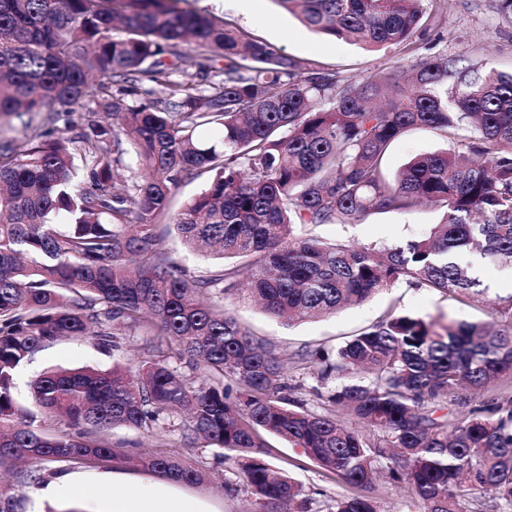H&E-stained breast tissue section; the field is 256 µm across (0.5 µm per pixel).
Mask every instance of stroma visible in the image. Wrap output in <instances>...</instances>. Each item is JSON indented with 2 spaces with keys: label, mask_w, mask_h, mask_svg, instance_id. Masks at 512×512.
I'll list each match as a JSON object with an SVG mask.
<instances>
[{
  "label": "stroma",
  "mask_w": 512,
  "mask_h": 512,
  "mask_svg": "<svg viewBox=\"0 0 512 512\" xmlns=\"http://www.w3.org/2000/svg\"><path fill=\"white\" fill-rule=\"evenodd\" d=\"M189 4L223 17L252 38L285 55L335 69L343 77L360 79L376 67L406 64L411 59L409 51L400 45L368 51L315 33L279 7L275 0H260L258 9L250 14L236 11L228 0H189ZM443 8L445 20L442 28L420 29L414 35L422 53L449 55L466 48L473 58L488 62L490 67L503 72L512 71V20L499 13L498 0H445ZM453 144V139L442 137L436 130H411L392 145L385 158V167L389 174H396L412 156ZM441 215L440 209L427 205L410 213H374L354 224L308 225L303 232L308 236L355 246L402 245L418 236L428 225L437 223ZM480 269L479 278L485 292L479 301L468 305L461 304L452 294L416 288L399 281L363 304L290 327L242 301L226 300L224 308L257 336L273 340L285 354L306 350L331 353L354 334L376 324L392 309L428 320L499 319L500 299L512 295V266L484 263ZM141 345V337L127 334L121 337L119 349L106 355L87 337L60 340L18 370L15 375L16 397L22 405H30L33 381L50 368L93 366L108 369L116 361L135 366ZM265 441L266 457L270 463L290 474L305 491H320L328 497L346 494V486L336 476L325 474L303 455L301 449L271 435L266 436ZM165 444L168 451L201 457L208 469L206 483L177 486V493L202 501L206 512H248L251 498L246 491L229 495L223 490L224 480L230 477L233 464L220 462L218 449L183 448L181 438L175 432L168 433ZM78 472L88 482L84 494L73 500L82 512H102L103 500L111 499V488L99 487V480H108L117 474L128 487L153 478L152 473L109 462L82 466ZM35 487V482L24 478L9 475L0 478V494L10 498L12 512H61L62 502L35 498Z\"/></svg>",
  "instance_id": "obj_1"
}]
</instances>
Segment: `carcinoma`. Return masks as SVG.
<instances>
[{
  "label": "carcinoma",
  "mask_w": 512,
  "mask_h": 512,
  "mask_svg": "<svg viewBox=\"0 0 512 512\" xmlns=\"http://www.w3.org/2000/svg\"><path fill=\"white\" fill-rule=\"evenodd\" d=\"M181 2L0 0V119L33 130L22 146L0 138V470L26 461L32 478L46 463L108 460L202 484L197 462L133 457L112 440L122 428L177 431L185 448L225 450L236 479L224 491L248 489L255 512H313L317 500L272 469L262 429L352 488L319 512H378L379 474L419 512H466L468 498L477 512H512V406L448 409L460 388L512 378V321L391 312L334 354L292 362L226 314L238 270L195 275L160 247L173 229L189 248L248 259L251 296L288 324L402 280L473 302L484 290L462 257L512 264V73L418 53L417 29L443 24L436 0H275L320 34L416 54L360 80ZM189 40L201 52L180 79ZM417 127L463 149L388 177L385 153ZM128 155L132 176L114 178ZM196 173L211 174L207 188L173 211ZM426 202L442 221L404 245L296 234ZM126 331L144 336L137 370L52 369L32 407L17 405L15 372L50 343L90 334L109 353ZM302 361L319 408L288 382ZM330 379L340 385L324 395ZM338 407L366 429L339 423Z\"/></svg>",
  "instance_id": "cac0c4a2"
}]
</instances>
